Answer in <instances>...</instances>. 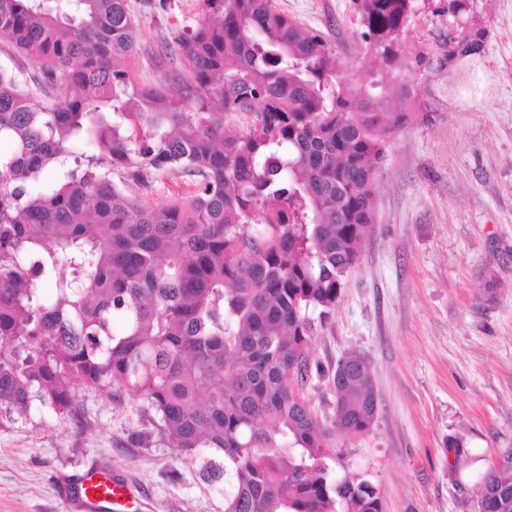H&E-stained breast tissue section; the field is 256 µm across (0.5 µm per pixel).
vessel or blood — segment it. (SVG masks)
<instances>
[{"mask_svg": "<svg viewBox=\"0 0 512 512\" xmlns=\"http://www.w3.org/2000/svg\"><path fill=\"white\" fill-rule=\"evenodd\" d=\"M71 512H139V492L108 465L87 468L74 489L64 490Z\"/></svg>", "mask_w": 512, "mask_h": 512, "instance_id": "b4317fda", "label": "vessel or blood"}]
</instances>
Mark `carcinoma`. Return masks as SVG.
<instances>
[{
	"label": "carcinoma",
	"instance_id": "carcinoma-1",
	"mask_svg": "<svg viewBox=\"0 0 512 512\" xmlns=\"http://www.w3.org/2000/svg\"><path fill=\"white\" fill-rule=\"evenodd\" d=\"M71 2L60 16L44 0H0V39L65 86L46 109L0 68V427L34 409L75 418L76 386L123 388L225 485L224 512H384L374 484L330 465V430L375 419L370 365L336 364L330 428L291 378L311 372L309 311L335 310L375 221L388 138L413 113L351 94L322 32L273 0H205L208 18L176 38L192 78L181 98L164 82L136 87L122 67L136 46L128 0ZM356 6L392 67L413 0ZM448 22L428 71L485 53L474 0H448ZM242 111L253 124L228 132L224 114ZM116 171L187 177L193 195L145 207ZM471 509L512 512L511 451Z\"/></svg>",
	"mask_w": 512,
	"mask_h": 512
}]
</instances>
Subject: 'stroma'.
<instances>
[{"instance_id":"stroma-1","label":"stroma","mask_w":512,"mask_h":512,"mask_svg":"<svg viewBox=\"0 0 512 512\" xmlns=\"http://www.w3.org/2000/svg\"><path fill=\"white\" fill-rule=\"evenodd\" d=\"M130 0L136 52L124 62L135 85L168 79L181 60L165 45L205 20L202 0ZM326 33L355 91L374 89L386 109L417 111L435 96L429 121H409L388 140L377 174L376 216L334 313L317 325L312 361L321 368L296 388L331 422L330 379L348 353L373 368L379 407L358 435H336V475L370 480L385 512H471L477 485L512 448V0H477L489 29L471 75L477 91L454 96L453 79L416 63L447 27L446 0H414L405 54L380 67L361 36L354 0H274ZM0 68L16 72L35 103H49L41 73L0 40ZM129 193L145 206L189 198L185 178L159 172ZM79 421L47 415L0 428V512H66L57 484L97 460L111 461L149 512H224L218 486L198 462L161 440L144 400L123 390L76 388ZM468 448L459 463L453 443Z\"/></svg>"}]
</instances>
